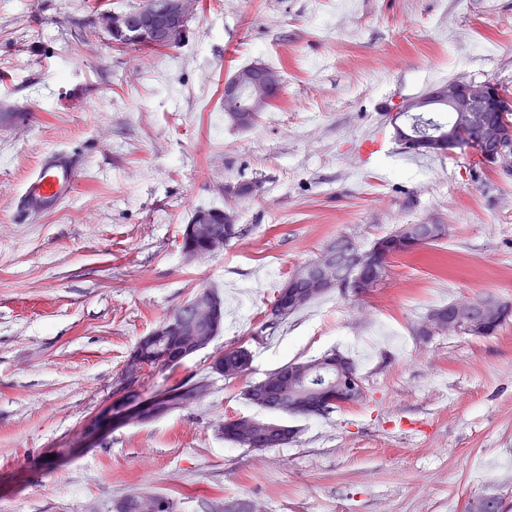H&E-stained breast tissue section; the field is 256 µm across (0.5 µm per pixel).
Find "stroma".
<instances>
[{"label":"stroma","mask_w":512,"mask_h":512,"mask_svg":"<svg viewBox=\"0 0 512 512\" xmlns=\"http://www.w3.org/2000/svg\"><path fill=\"white\" fill-rule=\"evenodd\" d=\"M142 0H0V512H112L133 492L175 512H465L512 507V324L416 336L433 309L512 301V173L467 151H401L392 113L454 77L512 89V0H203L170 49L114 46L98 12ZM255 62L284 89L252 128L224 119V83ZM55 149L80 156L69 199L20 196ZM258 182L248 199L230 190ZM233 206L243 236L187 258L199 208ZM444 224L424 257L390 259L380 288L330 291L251 346L254 379L335 348L363 405L288 417L286 447L225 441L253 414L211 356L249 341L287 273L336 239L369 246ZM203 288L222 333L143 397L208 378L190 408L93 430L140 336Z\"/></svg>","instance_id":"1"}]
</instances>
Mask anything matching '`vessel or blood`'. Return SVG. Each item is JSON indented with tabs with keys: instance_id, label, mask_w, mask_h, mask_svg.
I'll list each match as a JSON object with an SVG mask.
<instances>
[{
	"instance_id": "obj_1",
	"label": "vessel or blood",
	"mask_w": 512,
	"mask_h": 512,
	"mask_svg": "<svg viewBox=\"0 0 512 512\" xmlns=\"http://www.w3.org/2000/svg\"><path fill=\"white\" fill-rule=\"evenodd\" d=\"M79 165L78 156L69 151L48 153L24 185V208L50 209L69 198Z\"/></svg>"
}]
</instances>
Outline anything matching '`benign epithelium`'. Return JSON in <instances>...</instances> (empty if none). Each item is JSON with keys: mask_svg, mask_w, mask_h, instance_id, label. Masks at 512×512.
Listing matches in <instances>:
<instances>
[{"mask_svg": "<svg viewBox=\"0 0 512 512\" xmlns=\"http://www.w3.org/2000/svg\"><path fill=\"white\" fill-rule=\"evenodd\" d=\"M198 0H149L148 6L134 15L121 12H102L96 19L97 25L112 33V41L123 45L130 40L147 43L159 48L179 45L184 37L183 22L198 10ZM281 87L279 75L262 64L235 74L224 83V101L234 105L240 92L248 88L255 97L256 106L262 107L270 96ZM443 110L452 116L448 123V135L417 140L408 126L409 112H434ZM392 123L398 141L407 149L442 151L464 143L469 144L479 155L485 168L503 170L512 168V91L492 80L475 81L455 77L432 86L424 95L409 101L400 111L392 114ZM226 213L216 216L208 212L199 214L196 223L183 228L181 240L198 241L202 250L215 254L224 250V219ZM351 260L354 276L351 281L341 280L334 266ZM374 258H366L355 245L348 249H336V253L323 255L315 263L305 266L294 286H286L279 295L277 308L282 310L288 304L301 301L311 289L329 291L336 289L343 294L352 293L359 298L373 294L385 280L384 265H379L378 275L366 278L361 273L363 265ZM499 309L490 301H484L471 309L454 307L443 313L433 311L418 328V335L432 336L444 330L450 333L464 332L477 334L496 322ZM220 309L207 291L196 296L194 314L188 319L184 314L174 315L162 327L150 331L152 336H200L202 340L183 347V358L191 357L206 349L212 342L210 328L219 320ZM336 386L349 395L344 401H336L339 407L355 406L365 397L362 383L355 371L336 363ZM331 395L320 389L313 393L307 404L299 409L309 412H324L329 409ZM148 405L118 410L109 409L107 416L115 415L122 420L142 422Z\"/></svg>", "mask_w": 512, "mask_h": 512, "instance_id": "obj_1", "label": "benign epithelium"}]
</instances>
